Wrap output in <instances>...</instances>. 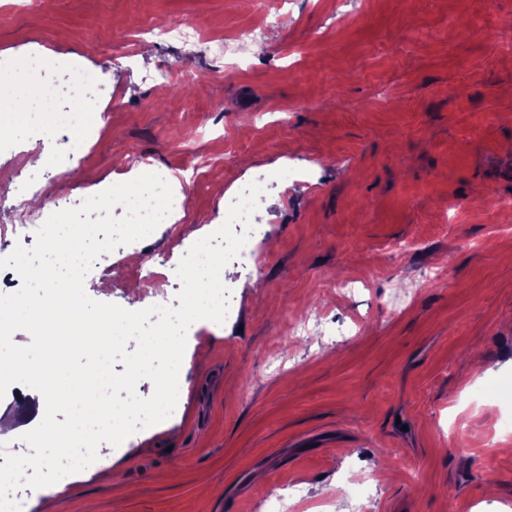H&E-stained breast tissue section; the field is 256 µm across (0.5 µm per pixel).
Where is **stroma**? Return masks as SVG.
I'll return each instance as SVG.
<instances>
[{
  "label": "stroma",
  "instance_id": "stroma-1",
  "mask_svg": "<svg viewBox=\"0 0 512 512\" xmlns=\"http://www.w3.org/2000/svg\"><path fill=\"white\" fill-rule=\"evenodd\" d=\"M262 2L282 20L239 59L149 32L184 18L230 34ZM20 54L96 74L113 109L90 115L89 177L119 181L130 148L171 174L210 162L184 223L100 255L92 299L179 307V241L223 224L231 181L269 182L259 263L222 271L232 318L187 332L179 412L101 444L63 491L30 490L27 512H263L293 484L349 512L351 467L376 487L369 512H512V398L480 396L512 382V0H35L0 13V61ZM11 121L29 140L23 161L0 150V258L35 242L13 209L30 175L71 157L62 113ZM289 161L305 175L284 194ZM365 275L349 300L327 290ZM316 307L347 336L293 335ZM44 412L39 394L0 400V455L29 453Z\"/></svg>",
  "mask_w": 512,
  "mask_h": 512
}]
</instances>
